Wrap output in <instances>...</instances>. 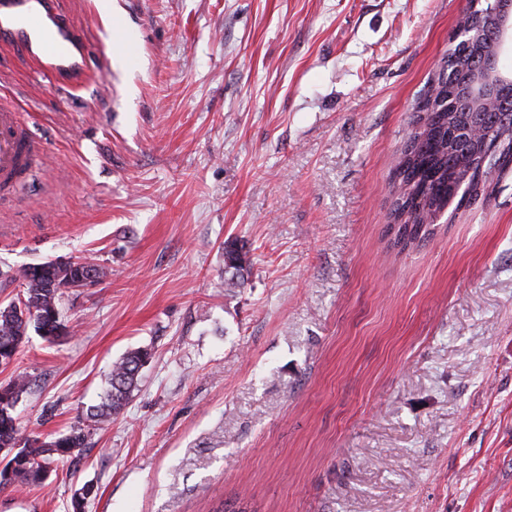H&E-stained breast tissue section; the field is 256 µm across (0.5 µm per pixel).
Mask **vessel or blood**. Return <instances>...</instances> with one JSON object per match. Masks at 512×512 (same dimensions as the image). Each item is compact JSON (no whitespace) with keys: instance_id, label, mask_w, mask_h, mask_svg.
I'll return each instance as SVG.
<instances>
[{"instance_id":"obj_1","label":"vessel or blood","mask_w":512,"mask_h":512,"mask_svg":"<svg viewBox=\"0 0 512 512\" xmlns=\"http://www.w3.org/2000/svg\"><path fill=\"white\" fill-rule=\"evenodd\" d=\"M0 43L18 47L62 83L78 82L89 72L86 44L60 0H0ZM45 155V143L31 134L18 107L0 104V205L12 204L14 186Z\"/></svg>"}]
</instances>
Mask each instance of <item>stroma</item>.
I'll return each mask as SVG.
<instances>
[{
	"instance_id": "stroma-1",
	"label": "stroma",
	"mask_w": 512,
	"mask_h": 512,
	"mask_svg": "<svg viewBox=\"0 0 512 512\" xmlns=\"http://www.w3.org/2000/svg\"><path fill=\"white\" fill-rule=\"evenodd\" d=\"M90 76L0 49V101L48 149L0 210L10 272L85 257L73 331L0 383L44 435L84 428L0 512H512V170L425 246L385 234L413 106L468 0H62ZM245 243L244 285L224 243ZM150 362L111 424L114 362Z\"/></svg>"
}]
</instances>
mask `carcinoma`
Instances as JSON below:
<instances>
[{"label": "carcinoma", "mask_w": 512, "mask_h": 512, "mask_svg": "<svg viewBox=\"0 0 512 512\" xmlns=\"http://www.w3.org/2000/svg\"><path fill=\"white\" fill-rule=\"evenodd\" d=\"M490 3L470 5L466 16L476 26L475 41H454L441 68L415 105L405 147L397 165L405 168L406 184H393V224L389 232L402 248L425 241L437 221L448 212L471 207L487 200L482 158L494 156L499 168L512 167V151L497 142L507 132L512 138V86H503L498 95L504 106L477 110L470 106L464 91L468 74L484 60L493 30L486 18ZM246 245L231 239L224 242V266L245 279L250 273ZM106 276L101 266L86 258L67 261L46 260L23 267L14 279L24 285L17 301L0 308V366L16 359L22 344L34 331L45 342L56 343L71 333L61 311V294L52 287L58 279L82 286L88 275ZM151 358L148 349L127 353L112 366L110 389L88 419L94 425L108 423L118 414L137 388L142 367ZM30 389L26 375H18L0 385V450L8 460L0 466V489L14 485H46L51 463L64 464L84 446L83 429L55 433L44 438L23 432L16 406ZM97 495L92 484L71 501V512H85L88 501Z\"/></svg>", "instance_id": "obj_1"}]
</instances>
